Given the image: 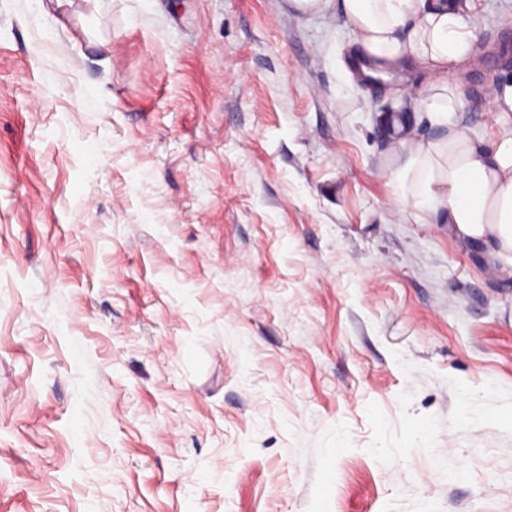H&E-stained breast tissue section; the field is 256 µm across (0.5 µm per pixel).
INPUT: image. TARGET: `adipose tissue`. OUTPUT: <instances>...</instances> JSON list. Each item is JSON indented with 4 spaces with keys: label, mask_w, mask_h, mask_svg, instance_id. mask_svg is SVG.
I'll return each instance as SVG.
<instances>
[{
    "label": "adipose tissue",
    "mask_w": 512,
    "mask_h": 512,
    "mask_svg": "<svg viewBox=\"0 0 512 512\" xmlns=\"http://www.w3.org/2000/svg\"><path fill=\"white\" fill-rule=\"evenodd\" d=\"M343 7L355 34L352 64L362 76L398 71L411 57L426 66L425 84L395 90L425 108L439 129L428 140L410 131L396 142L397 174L410 180L415 207L437 213L497 271L512 270V79L491 91L489 116L499 134L484 140L454 119L466 107L455 67L471 54L475 0H343Z\"/></svg>",
    "instance_id": "obj_1"
}]
</instances>
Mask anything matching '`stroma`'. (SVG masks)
<instances>
[{"mask_svg":"<svg viewBox=\"0 0 512 512\" xmlns=\"http://www.w3.org/2000/svg\"><path fill=\"white\" fill-rule=\"evenodd\" d=\"M353 49L341 0H0V512H512V278L389 210Z\"/></svg>","mask_w":512,"mask_h":512,"instance_id":"obj_1","label":"stroma"}]
</instances>
